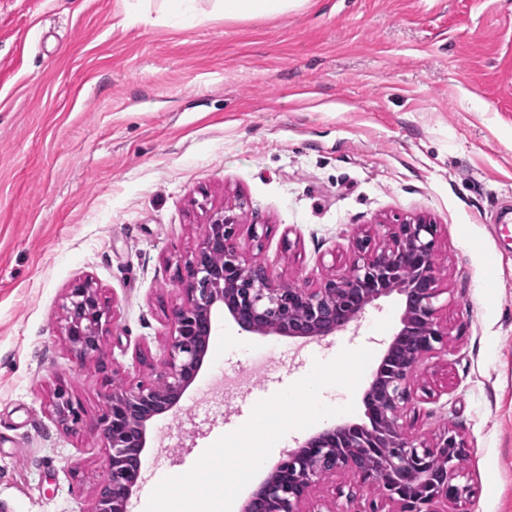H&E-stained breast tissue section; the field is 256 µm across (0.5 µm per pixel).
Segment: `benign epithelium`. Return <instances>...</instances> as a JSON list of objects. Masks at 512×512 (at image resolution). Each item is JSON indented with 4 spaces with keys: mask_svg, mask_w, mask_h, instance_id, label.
<instances>
[{
    "mask_svg": "<svg viewBox=\"0 0 512 512\" xmlns=\"http://www.w3.org/2000/svg\"><path fill=\"white\" fill-rule=\"evenodd\" d=\"M240 214L226 207L211 214L191 259L177 275L183 301L169 312L167 358L156 379L134 387L112 385L95 427L109 453L94 512H126L141 477L148 425L175 409L196 380L207 353L217 307L241 330L258 335L314 339L343 331L383 296H404L401 326L388 344L364 396L368 424H339L288 451L252 492L244 512H305L302 505L327 476L351 471L377 485L394 512H434L440 500L468 496L457 462L465 448L446 429L432 441L402 430V410L414 392L418 363L448 338L435 302L437 225L422 218L385 232L353 238L349 270L320 288L276 280L249 260L238 243ZM219 253L223 262L212 256ZM63 336L81 359H97L112 319L109 305L87 278L63 305ZM54 413L72 428L82 425L81 406L59 387Z\"/></svg>",
    "mask_w": 512,
    "mask_h": 512,
    "instance_id": "7a95c632",
    "label": "benign epithelium"
}]
</instances>
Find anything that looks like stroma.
Returning a JSON list of instances; mask_svg holds the SVG:
<instances>
[{
    "instance_id": "1",
    "label": "stroma",
    "mask_w": 512,
    "mask_h": 512,
    "mask_svg": "<svg viewBox=\"0 0 512 512\" xmlns=\"http://www.w3.org/2000/svg\"><path fill=\"white\" fill-rule=\"evenodd\" d=\"M199 6L176 30L125 0H0V506L92 512L108 451L90 425L112 383L154 379L182 301L176 266L213 212L240 203L243 252L305 288L346 273L353 236L374 225L436 224L448 345L420 362L402 423L465 441L470 497L437 512H512V223L497 221L512 205V0H308L239 21ZM87 277L113 307L104 373L61 330ZM403 309L390 294L304 346L215 311L195 382L149 426L128 512L346 349L374 359L355 390H321L354 410L320 425L363 422ZM268 359L276 379L243 397ZM61 384L83 406L80 431L52 411ZM374 501L392 512L345 471L306 507Z\"/></svg>"
}]
</instances>
